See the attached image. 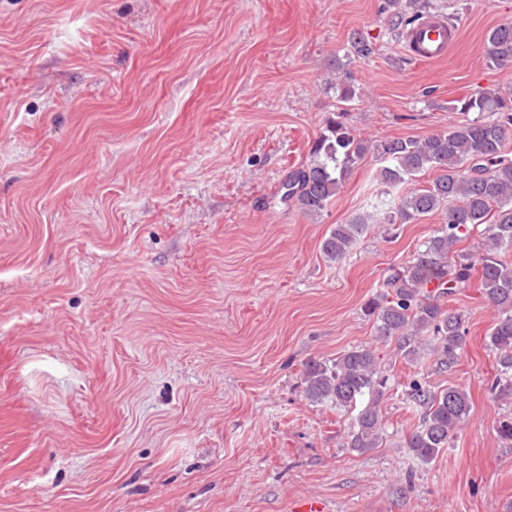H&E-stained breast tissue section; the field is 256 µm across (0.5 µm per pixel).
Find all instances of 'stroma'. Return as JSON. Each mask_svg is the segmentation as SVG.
<instances>
[{
	"mask_svg": "<svg viewBox=\"0 0 512 512\" xmlns=\"http://www.w3.org/2000/svg\"><path fill=\"white\" fill-rule=\"evenodd\" d=\"M423 2L458 28L431 64L386 0H0V512H512L481 288L450 301L467 333L444 372L362 312L440 215L368 225L336 262L321 243L370 212L374 158L321 213L280 193L339 111L369 141L420 137L512 88L486 43L512 0ZM358 346L388 379L363 453L356 409L302 385ZM413 379L471 403L429 464L406 447Z\"/></svg>",
	"mask_w": 512,
	"mask_h": 512,
	"instance_id": "35a3bbf8",
	"label": "stroma"
}]
</instances>
